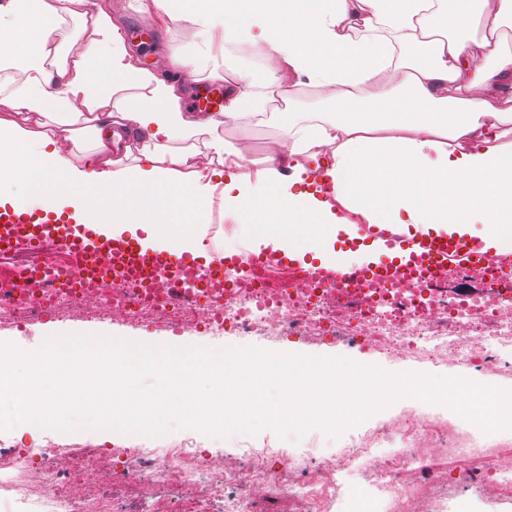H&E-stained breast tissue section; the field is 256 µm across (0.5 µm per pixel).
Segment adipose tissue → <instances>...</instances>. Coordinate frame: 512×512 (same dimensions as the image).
I'll use <instances>...</instances> for the list:
<instances>
[{
    "instance_id": "ef3b65f1",
    "label": "adipose tissue",
    "mask_w": 512,
    "mask_h": 512,
    "mask_svg": "<svg viewBox=\"0 0 512 512\" xmlns=\"http://www.w3.org/2000/svg\"><path fill=\"white\" fill-rule=\"evenodd\" d=\"M458 2L447 34L434 24L444 0H157L160 18L203 34L212 74L228 45H262L336 89L334 112L306 123L278 115L289 155L323 157L320 187L291 192L271 155L254 196L245 152L225 146L224 126L284 93L281 74L234 87L223 111L201 117L184 108L186 87L132 65L104 0H0L10 20L0 28V183L23 189L24 210L69 207L115 235L153 224L181 251L201 246L191 226L218 194L258 216L257 244L293 254L316 234L356 236L337 203L370 224L511 250L512 49L500 32L512 29V0ZM77 20L91 22L92 37L74 52L50 33ZM477 26L482 38H467ZM390 69L401 78L387 89ZM184 143L229 168L228 183L186 170ZM269 216L289 232L268 236Z\"/></svg>"
}]
</instances>
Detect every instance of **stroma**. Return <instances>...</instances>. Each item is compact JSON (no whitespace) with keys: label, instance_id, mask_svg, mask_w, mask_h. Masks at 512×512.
Masks as SVG:
<instances>
[{"label":"stroma","instance_id":"obj_1","mask_svg":"<svg viewBox=\"0 0 512 512\" xmlns=\"http://www.w3.org/2000/svg\"><path fill=\"white\" fill-rule=\"evenodd\" d=\"M114 17L118 18L126 34V43L136 66L162 76L172 73V65L161 55L145 54L138 39L133 34L135 16L138 10L137 0H109ZM284 83L291 91L290 111L306 118L316 113L330 112L334 109L332 101L327 99L326 91L314 82L310 74L288 72ZM284 133L276 124L244 128L228 126L224 129V139L235 146L247 147L251 163L248 167L251 180H258L264 168L265 158L282 141ZM254 220L251 213L235 209L233 205L214 202L206 216L205 223L196 225V235L203 239L205 247L196 251L201 260H211L219 255H234L254 250L255 243L250 233ZM66 330L81 333H109L114 337L132 340L156 346H180L191 348H219L230 345H253L268 352L285 353L288 351L315 356H341L359 363L373 365L390 372H415L441 377H461L497 388L512 390V352L503 355L506 369L494 374L482 371L478 367L462 366L455 363L434 364L420 359L395 360L386 357L366 342H346L330 336L319 341H305L294 336L270 337L261 333H245L229 329L223 335L215 336L208 332L173 327L162 330L149 322H122L107 319L87 318L79 315L42 316L24 324L0 325V340L26 348L43 346L47 337L56 331ZM356 428H349L340 438L331 439L323 432L313 430L300 439L280 438L273 430L266 429L254 436L240 434L226 439L211 438L200 432H193L195 448L201 453H221L229 457L233 466L246 468L248 448H278L292 457L302 460L303 465L296 470V477L302 478L317 472L334 455L344 448ZM184 431H175L160 438H148L140 435H124L112 431L87 430L76 433L46 432L39 428L28 431L14 427L0 432V439L15 448H41L47 440H54L64 446L87 454L98 455L123 448L145 445L160 448L184 438ZM469 461L450 463L449 467L438 468L439 482L447 483V490L438 493L432 504V512H446L448 504L469 503L477 512H505L511 500L494 497L477 491L470 483ZM344 488L340 498L334 501L329 512H383L379 498L373 494V480L367 474L355 471L343 477Z\"/></svg>","mask_w":512,"mask_h":512}]
</instances>
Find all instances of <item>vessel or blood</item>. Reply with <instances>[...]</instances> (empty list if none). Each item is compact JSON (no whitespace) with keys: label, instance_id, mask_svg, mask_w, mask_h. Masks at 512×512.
Wrapping results in <instances>:
<instances>
[{"label":"vessel or blood","instance_id":"vessel-or-blood-1","mask_svg":"<svg viewBox=\"0 0 512 512\" xmlns=\"http://www.w3.org/2000/svg\"><path fill=\"white\" fill-rule=\"evenodd\" d=\"M360 230L377 244L372 261L353 268L344 259H337L335 264L319 267L322 279L341 288H357L391 270L431 275L451 266L488 267L500 274H512V250L497 252L462 237L411 238L396 224H364ZM51 238L61 240L76 261L101 252L110 253L126 276L142 280L159 265L181 270L195 264L186 255L153 249L132 236L100 234L93 223L74 224L62 216L20 212L0 205V251L20 245L35 249Z\"/></svg>","mask_w":512,"mask_h":512}]
</instances>
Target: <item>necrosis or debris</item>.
Masks as SVG:
<instances>
[{"mask_svg":"<svg viewBox=\"0 0 512 512\" xmlns=\"http://www.w3.org/2000/svg\"><path fill=\"white\" fill-rule=\"evenodd\" d=\"M452 278L467 282V289L448 292ZM226 280L224 291L207 295L197 271L176 283L165 272L145 283L117 270L108 284L84 280L71 269L54 287L29 275L0 279V323L71 311L165 328L201 326L214 334L234 326L247 333L307 339L342 336L367 342L391 358L450 359L489 373L501 369L500 350L512 349V278L490 270L372 281L354 293L316 276L301 283L292 274L277 275L272 265L233 269ZM388 443L393 449L387 453L383 447ZM41 453L64 457L67 466L42 468L32 485L24 478L29 455L0 451V490L9 494L0 512L28 503L35 504V512H115L111 491L80 492L88 467L84 455L51 441ZM123 454L122 477L146 497L167 487L172 498L189 503L199 498L205 471L234 481L238 490L225 499L224 512H249L251 503L282 488L301 512H321L339 493L336 474L355 470L371 475L386 512H430L437 489L432 466L456 459L471 460V478L481 491L512 493L511 452L478 440L439 415L412 410L366 430L320 475L286 487L267 467L263 450H251L252 463L242 474L224 455H197L186 441L165 448H127Z\"/></svg>","mask_w":512,"mask_h":512,"instance_id":"1","label":"necrosis or debris"}]
</instances>
